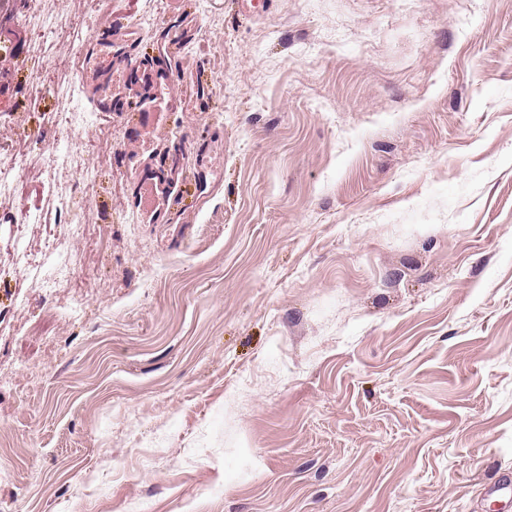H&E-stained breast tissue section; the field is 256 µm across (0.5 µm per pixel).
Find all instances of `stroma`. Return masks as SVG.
I'll use <instances>...</instances> for the list:
<instances>
[{
    "instance_id": "obj_1",
    "label": "stroma",
    "mask_w": 512,
    "mask_h": 512,
    "mask_svg": "<svg viewBox=\"0 0 512 512\" xmlns=\"http://www.w3.org/2000/svg\"><path fill=\"white\" fill-rule=\"evenodd\" d=\"M44 14L132 38L0 39V512H512V0ZM117 32L116 28H112V22L109 24L106 32L98 38V50L88 56L86 68L83 76V89L84 92L96 93L99 90V80L104 71L97 65V59L100 57H107L112 63V34Z\"/></svg>"
}]
</instances>
